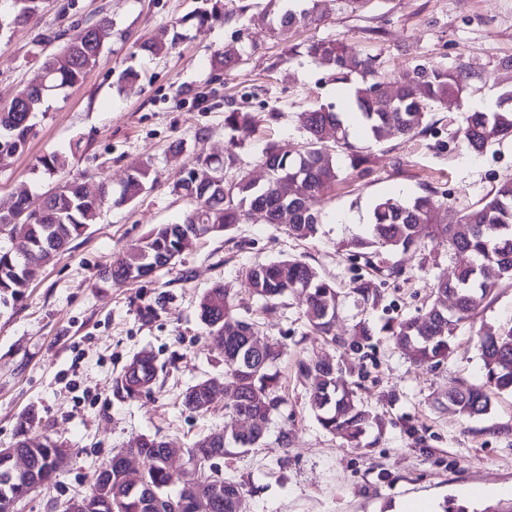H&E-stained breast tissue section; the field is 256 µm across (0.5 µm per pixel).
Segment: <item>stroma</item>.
<instances>
[{
    "label": "stroma",
    "mask_w": 512,
    "mask_h": 512,
    "mask_svg": "<svg viewBox=\"0 0 512 512\" xmlns=\"http://www.w3.org/2000/svg\"><path fill=\"white\" fill-rule=\"evenodd\" d=\"M265 5L224 0L228 21L196 25L185 18L205 8V0H43L30 24L0 27V108L20 88L39 82L44 60L66 43L62 31L104 16L115 29L83 84L60 90L48 111L36 114L24 149L0 152V209L19 194L34 198L79 175L89 186L105 179L117 190L131 163L152 162L141 195L106 205L21 298L0 305V448L15 446L18 420L32 409L41 420L32 437L64 442L71 457L54 481L17 504V512H64L71 498L88 490L95 470L143 435L178 446L172 474L181 476L186 448L223 429V401L205 414L182 405L188 386L224 371L198 309L203 292L217 284L231 289L261 341L285 348L278 364L284 404L261 444L222 465L226 477L243 484L247 512H381L384 504L406 501L427 502L438 512L449 497L477 508L512 498V395H494L490 413L473 420L433 406L449 389L484 382L476 334L481 325L512 319V287L498 289L476 321L460 324L447 362L432 370L409 360L381 326L415 315L432 274H454L471 256L430 243L420 252L398 254L402 276L371 282L388 304L372 311L350 294L362 269L339 248L367 223L380 197L408 200L436 190V220L453 224L498 182L512 179L511 140L475 155L457 136L463 113L496 102L503 91L500 63L512 57V0H329L320 24L279 35L270 31ZM176 30L181 38L168 53L141 51L143 42L170 38ZM40 33L46 36L41 43ZM316 39L337 40L374 57L385 76L410 75L422 65L461 66L472 80L459 106L433 111L430 134L373 142L352 130V142L374 156V170L360 178L343 169L323 202L315 239L295 240L255 213L229 233L199 239L154 281L104 278L113 259L151 225L182 220L188 204L171 194L170 185L192 158L221 156L231 147L223 103L235 102L260 118L235 149L237 163L226 174L231 180L261 176L268 145L300 149V112L347 100L348 85L332 81L303 56ZM293 46L300 56L283 62ZM224 50L241 54L242 65L215 70L211 59ZM128 69L137 74L130 91L120 81ZM272 109L281 117L270 123L264 115ZM49 155L60 160L52 174L40 164ZM288 256L302 258L335 284L337 334L361 321L376 331L368 357L353 362L369 375L360 396L379 421L366 435L367 447H350L324 431L308 406L309 383L297 375L296 358L337 364L343 357L311 333L304 297L264 307L245 286L247 268ZM148 305L156 315H144ZM145 349L165 365L163 382L151 394L118 399L117 377Z\"/></svg>",
    "instance_id": "35a3bbf8"
}]
</instances>
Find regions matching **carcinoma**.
<instances>
[{
    "label": "carcinoma",
    "instance_id": "obj_1",
    "mask_svg": "<svg viewBox=\"0 0 512 512\" xmlns=\"http://www.w3.org/2000/svg\"><path fill=\"white\" fill-rule=\"evenodd\" d=\"M279 2L266 3L272 14L273 32L317 23L327 9L326 0H306L296 10H283ZM39 3L40 0H12L11 24H29L38 15ZM224 17L222 0H214L210 9L192 15L200 23ZM112 29L113 22L106 16L76 28L61 51L43 62L41 83L20 89L9 106L0 109V130L7 132V138L0 141L1 151L16 152L23 148L31 129V116L57 91L84 82L112 37ZM179 38L180 33L176 32L169 42L148 41L141 49L159 55L170 50ZM304 54L312 62L330 68L334 80L351 86V106L356 109L359 125L376 142L392 131L402 137L427 134L432 128L430 115L434 108L458 105L472 79L461 67L448 70L436 66L420 67L411 77L383 79L378 75L374 58L336 40H314L305 46ZM240 63L242 58L230 51L218 52L213 58V65L219 70H229ZM300 122L306 134L303 149L290 154L275 145L268 146L263 153L268 178L262 184L246 176L236 181L225 180V172L237 161L232 149L220 159L198 157L185 166L172 185V192L190 204L182 222L154 225L138 244L113 262L108 271L112 281L146 279L176 261L198 239L231 230L253 211L260 212L268 224L285 225L288 235L296 240L315 238L320 231L325 192L341 175L335 149L345 150L349 167L360 176L370 171L374 158L349 142L342 115L332 105L321 104L301 113ZM253 124L254 117L249 112L234 108L225 113L224 127L237 133L232 140L234 146L242 144ZM510 134L512 88L502 92L495 109L464 113L458 130L460 141L478 154ZM151 169L149 160L130 166L119 195L113 199L105 183L92 193L81 180L72 179L37 204L22 194L8 211L0 210V233L11 240L29 241V250L23 255L0 246V302L6 304L24 294L40 269L81 236L108 201L120 205L137 198L146 189ZM436 206L435 190L431 188L408 202L380 199L374 204L370 223L363 232L339 245L349 257L364 261L365 266L386 279H397L403 274L402 267L390 258L417 249L422 234L448 247L450 252L475 257L476 264L459 269L453 278H435L428 306L412 317L383 327L413 362L430 368L448 360L460 323L475 319L501 282H512V180L501 182L465 210L454 224L434 223ZM487 267L495 269V280L484 276ZM245 277L253 295L266 303L276 302L290 292L303 293L305 317L314 333L339 349L361 358L368 356L373 330L359 322L349 335H336L338 292L307 263L289 257L257 264L246 271ZM350 293L372 308L383 301L381 292L360 276L353 278ZM450 297L454 300L451 310ZM199 316L208 335L224 349V409L231 420L250 417L255 426L224 437L221 452L203 447L208 436L199 438L190 449L192 467L184 473L175 492L171 491L172 476L160 458L161 449H140L145 462L142 484L136 488L121 487L117 463L112 460L99 471L91 490L81 498L86 505L82 512H153L146 497L149 490L168 500L169 507L164 512H194L184 494L197 482L209 483L214 492L210 512H244L243 484L224 477L218 463L247 452L265 436L271 416L283 403L275 369L282 352L269 344L261 351L253 347L250 339L256 335L257 325L239 315L230 290L220 284L200 298ZM477 348L486 382L452 389L445 399L437 401V407L448 408L465 420L488 414L491 394L512 393V321L481 327ZM295 367L297 374L311 380L309 404L322 428L354 448L363 447V439L376 416L357 399L355 387L359 382L352 379V371L311 357L297 359ZM139 383L138 378L125 371L116 380L115 393L121 398H134L142 393ZM207 383L206 379L199 380L185 391L182 403L186 408L197 413L210 409ZM34 421L32 410L21 416L17 442L30 456L33 471L20 476L0 456V512H14V500L26 494L32 485H44L55 477L47 460L58 450V441L47 436L40 444H30L23 438Z\"/></svg>",
    "mask_w": 512,
    "mask_h": 512
}]
</instances>
